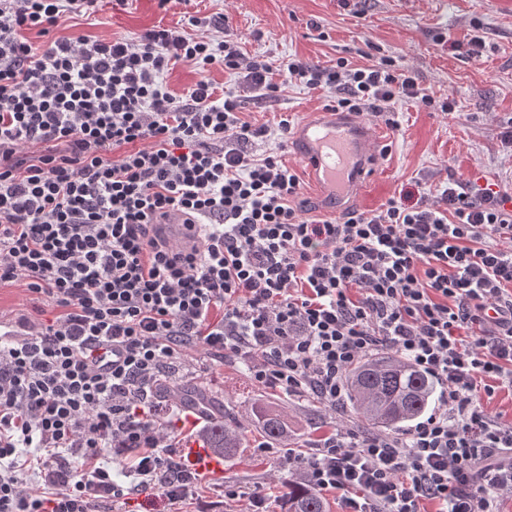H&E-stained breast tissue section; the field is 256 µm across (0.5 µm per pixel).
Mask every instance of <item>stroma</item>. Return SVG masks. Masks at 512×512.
<instances>
[{"instance_id": "35a3bbf8", "label": "stroma", "mask_w": 512, "mask_h": 512, "mask_svg": "<svg viewBox=\"0 0 512 512\" xmlns=\"http://www.w3.org/2000/svg\"><path fill=\"white\" fill-rule=\"evenodd\" d=\"M211 17L226 14L230 35L247 56L261 55L276 62L299 58L323 67L338 58L367 65L389 56L398 65L413 68L422 87L435 98L455 101L453 112L418 108L407 100L392 109L399 130L387 127L384 117H358L360 125L383 131L390 146L377 171L369 178L351 208L374 210L401 190L422 183L430 191L448 179L491 184L512 196V151L502 147L499 123L512 117V0H192L188 8H160L158 0H127L125 5L103 0L91 16L65 15L55 36L132 38L155 25L184 26L185 14ZM483 36L482 57L471 58L467 42ZM207 79L216 91L236 88L234 74L216 65L198 72L177 65L165 82L177 95L199 79ZM241 117L253 125L267 126L268 137L256 140L255 153L274 148L280 115L301 122L323 108L328 97L321 89L292 82L277 97L259 99L241 93ZM51 302L34 301L21 284L0 288V323L33 325L51 319ZM173 382L195 387L221 398L227 412L246 422V445L219 470L204 471L191 494L177 506L178 512H248V495L271 501L275 512H287L281 494L288 474L283 469V448L264 452L258 426L248 424L254 407L269 404L288 417V427L299 444L309 445L339 423L314 399H291L258 384L248 368L201 350H188L174 362ZM154 415L172 429L177 459L194 441L200 426L179 419L170 400L156 401ZM241 487L243 499L225 498L229 487Z\"/></svg>"}]
</instances>
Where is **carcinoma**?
<instances>
[{"mask_svg":"<svg viewBox=\"0 0 512 512\" xmlns=\"http://www.w3.org/2000/svg\"><path fill=\"white\" fill-rule=\"evenodd\" d=\"M349 412L371 427L402 434L412 424L434 411L437 384L419 372L400 355L368 357L346 375ZM264 436L288 446L291 435L288 422L277 410L253 413ZM200 438L216 454L226 459L243 447L241 426L227 415L201 430ZM288 489V512H326V503L314 488L296 481L285 484Z\"/></svg>","mask_w":512,"mask_h":512,"instance_id":"cac0c4a2","label":"carcinoma"}]
</instances>
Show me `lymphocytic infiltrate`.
<instances>
[{
	"mask_svg": "<svg viewBox=\"0 0 512 512\" xmlns=\"http://www.w3.org/2000/svg\"><path fill=\"white\" fill-rule=\"evenodd\" d=\"M98 0H0V285L59 309L0 346V512H93L129 490L182 501L198 474L173 459L151 418L163 364L185 350L246 364L282 394L328 411L348 369L381 350L444 388L443 407L407 436L335 428L289 469L340 494L349 512H499L512 496V422L485 403L512 389V208L489 186L451 179L341 218L309 215L300 178L237 95L199 80L163 85L173 66L220 64L266 96L273 73L329 93V109L380 113L404 98L455 109L414 70L383 58L354 68L246 57L227 16H189L219 39L157 26L137 38H59L65 14ZM200 238H160L168 211ZM223 308L212 321L214 308ZM82 457L62 465L65 451ZM135 451L134 487L107 458Z\"/></svg>",
	"mask_w": 512,
	"mask_h": 512,
	"instance_id": "obj_1",
	"label": "lymphocytic infiltrate"
}]
</instances>
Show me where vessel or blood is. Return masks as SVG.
Returning a JSON list of instances; mask_svg holds the SVG:
<instances>
[{
	"instance_id": "1",
	"label": "vessel or blood",
	"mask_w": 512,
	"mask_h": 512,
	"mask_svg": "<svg viewBox=\"0 0 512 512\" xmlns=\"http://www.w3.org/2000/svg\"><path fill=\"white\" fill-rule=\"evenodd\" d=\"M292 139L298 158L330 209L355 197L380 156L374 148L377 138L367 127L323 109L301 122ZM158 229L160 235L178 241L183 249H192L196 244L181 212L169 213Z\"/></svg>"
}]
</instances>
